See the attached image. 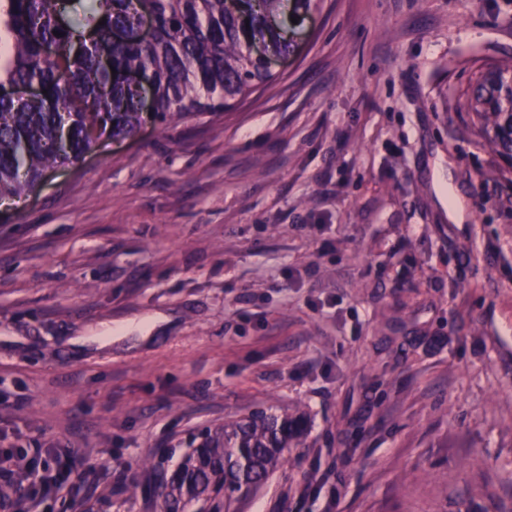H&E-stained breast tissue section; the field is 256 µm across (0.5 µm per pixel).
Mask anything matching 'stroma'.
Wrapping results in <instances>:
<instances>
[{
  "mask_svg": "<svg viewBox=\"0 0 512 512\" xmlns=\"http://www.w3.org/2000/svg\"><path fill=\"white\" fill-rule=\"evenodd\" d=\"M290 36L232 110L0 217V429L75 453L25 512H160L258 413L304 432L230 512H512V157L466 106L512 0H325Z\"/></svg>",
  "mask_w": 512,
  "mask_h": 512,
  "instance_id": "obj_1",
  "label": "stroma"
}]
</instances>
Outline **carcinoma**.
I'll use <instances>...</instances> for the list:
<instances>
[{
    "mask_svg": "<svg viewBox=\"0 0 512 512\" xmlns=\"http://www.w3.org/2000/svg\"><path fill=\"white\" fill-rule=\"evenodd\" d=\"M324 0H0V88L35 83L38 97L0 96V201L34 191L104 136H132L174 113L220 112L275 79L267 57L290 52V18ZM154 17L142 39L138 16ZM260 44L263 54L251 47ZM140 73L146 84L130 75ZM468 107L484 138L512 154V71L491 66ZM299 435L288 417L260 415L203 437L161 482L163 512L224 501L261 483Z\"/></svg>",
    "mask_w": 512,
    "mask_h": 512,
    "instance_id": "cac0c4a2",
    "label": "carcinoma"
}]
</instances>
